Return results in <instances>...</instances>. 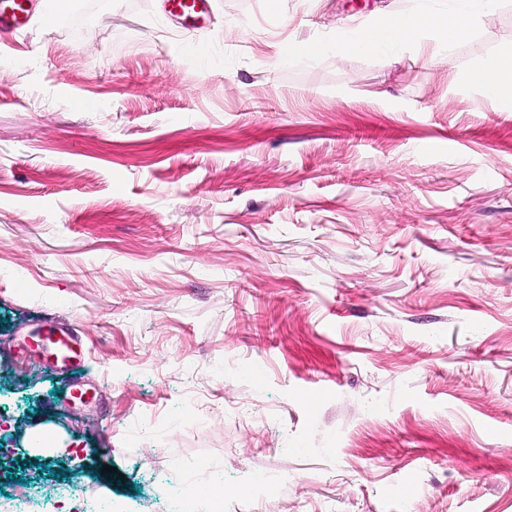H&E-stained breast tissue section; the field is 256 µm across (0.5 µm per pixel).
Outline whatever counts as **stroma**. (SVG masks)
<instances>
[{"mask_svg":"<svg viewBox=\"0 0 512 512\" xmlns=\"http://www.w3.org/2000/svg\"><path fill=\"white\" fill-rule=\"evenodd\" d=\"M429 7L479 21L337 55ZM509 51L512 0H213L193 32L31 0L0 42V492L512 512V111L467 80ZM49 323L82 368L25 349Z\"/></svg>","mask_w":512,"mask_h":512,"instance_id":"1","label":"stroma"}]
</instances>
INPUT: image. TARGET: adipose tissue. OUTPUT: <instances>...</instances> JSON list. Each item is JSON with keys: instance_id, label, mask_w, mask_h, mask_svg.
Segmentation results:
<instances>
[{"instance_id": "ef3b65f1", "label": "adipose tissue", "mask_w": 512, "mask_h": 512, "mask_svg": "<svg viewBox=\"0 0 512 512\" xmlns=\"http://www.w3.org/2000/svg\"><path fill=\"white\" fill-rule=\"evenodd\" d=\"M473 17L468 13L439 14L407 12L388 17L380 24L381 36L372 39L362 32L357 41L341 46L342 54H378L390 47H404L418 43L426 32H435L439 42L452 44L471 31ZM469 81L479 87L485 96L497 100L504 109H512V59H495L476 68L468 75Z\"/></svg>"}]
</instances>
